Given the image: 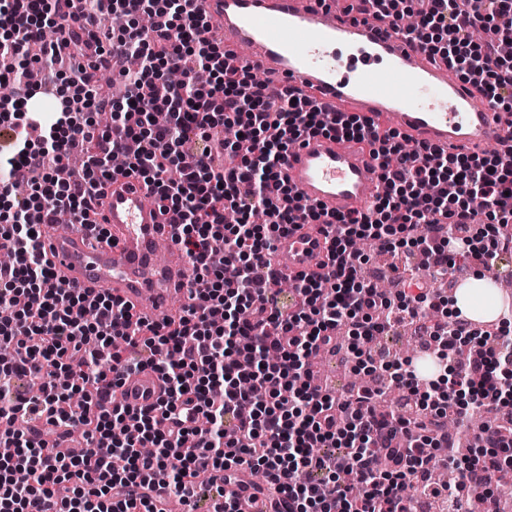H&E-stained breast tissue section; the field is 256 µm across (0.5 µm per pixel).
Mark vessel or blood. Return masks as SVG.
Returning <instances> with one entry per match:
<instances>
[{"mask_svg": "<svg viewBox=\"0 0 512 512\" xmlns=\"http://www.w3.org/2000/svg\"><path fill=\"white\" fill-rule=\"evenodd\" d=\"M225 50L247 49L236 65L263 71L272 85L301 89L322 104L366 117H382L419 143L464 152L512 135L475 84L462 82L445 61L422 52L387 20L344 15L334 0H198ZM284 173L303 203L335 214L370 210L382 191L367 151L325 136L301 141L286 157ZM110 226L114 243L90 245L88 230L64 233L40 225L56 274L71 287L107 291L138 312L192 303V266L172 244L154 266L158 241L170 240L171 215L150 203L139 176L105 184L89 216ZM273 258L282 274L316 271L326 259L323 235L305 225L281 236ZM162 381L146 369L125 376L122 402L133 408L157 402Z\"/></svg>", "mask_w": 512, "mask_h": 512, "instance_id": "b4317fda", "label": "vessel or blood"}]
</instances>
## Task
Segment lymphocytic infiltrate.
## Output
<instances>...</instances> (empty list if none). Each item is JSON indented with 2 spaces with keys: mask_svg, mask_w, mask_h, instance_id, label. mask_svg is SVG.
I'll return each mask as SVG.
<instances>
[{
  "mask_svg": "<svg viewBox=\"0 0 512 512\" xmlns=\"http://www.w3.org/2000/svg\"><path fill=\"white\" fill-rule=\"evenodd\" d=\"M76 0H0V80L17 93L0 100V512H157V491L188 503L200 475L224 512H239L215 474L261 469L278 479L288 512H409V477L426 480L424 448H449L443 431L457 397V428L471 409L512 406V339L489 338L464 321L436 319L428 333L443 359L477 336L480 351L456 364L444 383L422 385L414 370L394 364L388 379L418 398L414 418L376 409L378 393L357 389L337 400L312 384L310 361L345 325L351 352L364 373L374 371L369 346L401 316L438 311L429 290L378 293L359 276L357 240L384 251L406 249L435 257L440 272L456 257L494 265L512 249L501 225L512 223V143L491 154H456L418 144L406 151L394 130L365 117L314 104L299 89H271L250 68L225 66L224 47L193 0H104L89 13L103 26L113 15L125 25L99 38L60 25ZM346 13L373 14L399 27L430 55L475 79L512 126V58L500 54L512 39V0H350ZM486 31L483 41L472 32ZM37 47L30 62L43 70L61 50L81 60L68 78L73 99L55 115L32 111L34 94L12 63ZM113 70L126 87L120 98L93 80ZM235 127L249 143L244 153L214 139ZM325 135L366 145L380 171L383 193L374 210L333 215L296 205L284 174L288 149ZM138 144L127 168L172 212L175 241L195 271V303L183 315L152 320L121 299L68 288L55 277L39 236L38 219L66 211L85 220L99 184L112 180L110 160L129 141ZM89 144L81 179L64 178L72 149ZM424 183L439 194L422 196ZM236 211L239 223L224 221ZM264 224L250 221L253 212ZM318 226L328 244L323 272L292 280L297 310L277 304L281 274L269 257L279 236L299 223ZM148 368L164 384L156 404L137 410L116 403L123 373ZM20 376L37 389H18ZM80 428L96 454L57 451L47 437ZM456 464L448 500L489 489L512 471V436H484ZM385 449L379 467L374 449Z\"/></svg>",
  "mask_w": 512,
  "mask_h": 512,
  "instance_id": "f902f5d3",
  "label": "lymphocytic infiltrate"
}]
</instances>
